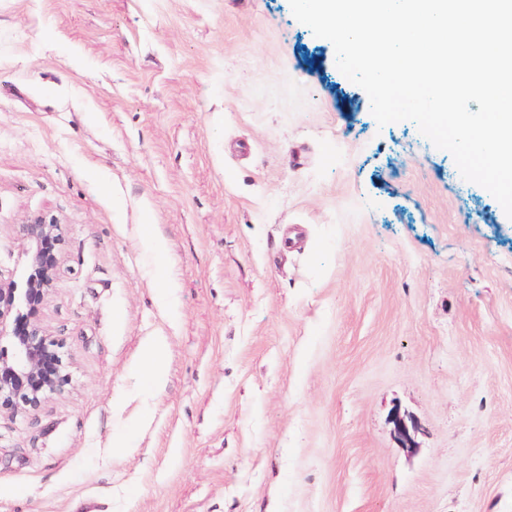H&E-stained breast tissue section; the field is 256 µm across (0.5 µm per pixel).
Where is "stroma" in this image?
<instances>
[{"instance_id":"stroma-1","label":"stroma","mask_w":512,"mask_h":512,"mask_svg":"<svg viewBox=\"0 0 512 512\" xmlns=\"http://www.w3.org/2000/svg\"><path fill=\"white\" fill-rule=\"evenodd\" d=\"M335 59L289 0H0V279L62 225L69 375L0 512H512V219Z\"/></svg>"}]
</instances>
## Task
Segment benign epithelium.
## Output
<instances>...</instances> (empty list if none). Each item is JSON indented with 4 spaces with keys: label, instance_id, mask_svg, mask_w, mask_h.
I'll return each mask as SVG.
<instances>
[{
    "label": "benign epithelium",
    "instance_id": "obj_1",
    "mask_svg": "<svg viewBox=\"0 0 512 512\" xmlns=\"http://www.w3.org/2000/svg\"><path fill=\"white\" fill-rule=\"evenodd\" d=\"M18 232L30 254L27 274L20 282L0 281V408L15 414L37 410L68 381L59 340L28 319L58 270L46 243L62 240V226L38 218Z\"/></svg>",
    "mask_w": 512,
    "mask_h": 512
}]
</instances>
